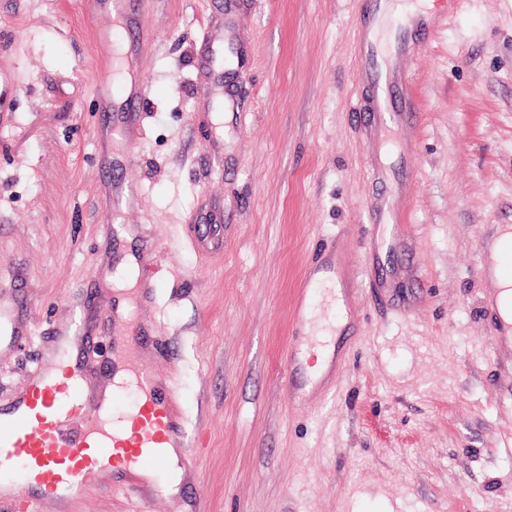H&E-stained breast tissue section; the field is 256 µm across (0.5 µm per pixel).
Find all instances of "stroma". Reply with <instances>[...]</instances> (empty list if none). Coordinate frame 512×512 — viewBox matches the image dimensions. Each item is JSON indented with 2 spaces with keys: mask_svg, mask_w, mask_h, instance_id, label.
<instances>
[{
  "mask_svg": "<svg viewBox=\"0 0 512 512\" xmlns=\"http://www.w3.org/2000/svg\"><path fill=\"white\" fill-rule=\"evenodd\" d=\"M378 4L149 0L125 35L151 84L130 165L98 138L119 20L0 0L19 85L0 112V283L27 332L0 348V408L75 321L87 391L109 386L104 310L133 254L157 292L120 333L195 441L177 495L92 486L38 512H512V350L493 346L478 263L512 225V0H420L410 27L389 13L385 105L365 112L380 95L359 25ZM206 35L224 49L207 94ZM110 181L131 188L111 217ZM343 253L335 386L289 400L298 285Z\"/></svg>",
  "mask_w": 512,
  "mask_h": 512,
  "instance_id": "obj_1",
  "label": "stroma"
}]
</instances>
